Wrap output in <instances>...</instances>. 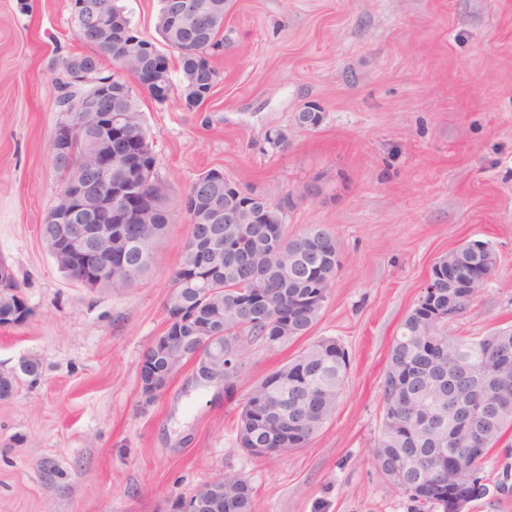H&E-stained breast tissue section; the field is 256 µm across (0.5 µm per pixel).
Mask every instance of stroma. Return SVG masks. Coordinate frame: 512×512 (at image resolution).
I'll return each instance as SVG.
<instances>
[{
    "instance_id": "1",
    "label": "stroma",
    "mask_w": 512,
    "mask_h": 512,
    "mask_svg": "<svg viewBox=\"0 0 512 512\" xmlns=\"http://www.w3.org/2000/svg\"><path fill=\"white\" fill-rule=\"evenodd\" d=\"M28 2L0 0V259L31 309L0 327V374L19 376L0 398V512H171L224 474L248 482L257 512H412L371 450L387 356L433 263L491 242L497 270L448 331L512 324V0H229L207 101L160 105L125 77L173 222L150 270L115 289L68 277L40 234L60 191L49 151L60 63L90 49L70 0ZM310 103L324 112L315 129L295 120ZM213 168L247 193H290L289 235L322 225L341 269L310 337L273 351L240 341L233 395L186 365L149 401L140 362L166 324L183 202ZM316 182L323 195L305 198ZM320 337L350 359L333 417L290 454L239 448L247 393ZM28 360L37 376L21 374ZM481 477L465 512H512V430Z\"/></svg>"
}]
</instances>
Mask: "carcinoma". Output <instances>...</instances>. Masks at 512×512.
Wrapping results in <instances>:
<instances>
[{
    "label": "carcinoma",
    "mask_w": 512,
    "mask_h": 512,
    "mask_svg": "<svg viewBox=\"0 0 512 512\" xmlns=\"http://www.w3.org/2000/svg\"><path fill=\"white\" fill-rule=\"evenodd\" d=\"M224 29V20L208 25L201 34L194 38L185 37L183 42L172 45L178 52L180 72L192 67L203 70L202 79L214 86L217 72L211 66L209 55L211 49L220 45L219 35ZM84 44L94 50V54L85 55L82 60L92 69H99V57L104 55L111 59L117 56L112 47H106L88 33H76ZM206 178L201 175L194 182L186 195L183 210L186 215L189 232L201 231L205 226L197 223L192 211L193 199L206 190ZM139 187L144 193L167 198V188L156 173L148 171ZM168 225L157 224L148 220L142 224H127V235L132 239L146 237L149 240V256L146 261L132 266L126 272L112 275V287L129 288L151 267L157 242L166 233ZM238 225L222 224L210 228L214 250L223 254V272L218 276L207 277L198 272V258L191 248V238H186L180 266L173 273L170 293H177L185 307L193 310L199 320L209 324V329L195 328L188 324L183 327L182 335L198 337L187 341L169 351L159 359L157 367L163 373L174 374L193 357V349L209 355L215 348L225 351L238 348L242 337L262 343L274 350L307 336L320 319L323 309L321 304L297 311L295 329L283 339L276 334L277 319L271 309H254L245 311L243 299L254 290L271 298L276 304L291 308L298 300L310 294V289L322 285L332 287L340 270V261L336 252L340 245L336 238L319 224L310 226L299 236H290L283 224H262L256 229L259 238L244 240L247 260L240 262L230 259L224 250V242L237 236ZM275 240L281 252L274 254L263 248V241ZM486 253L491 260L480 258L469 263L456 260L459 249L448 252L440 258L445 266L448 261H456L457 276L462 281L482 280L497 266V254L490 242H485ZM319 254L312 274L300 272L291 267L300 253ZM30 314L23 301L8 293H0V324L18 325ZM498 345L505 361L498 366L497 375L506 382L512 394V326L500 327L484 336L461 338L448 333V323L428 325L421 319L420 311L410 310L394 337L389 352L386 370L381 386V400H387L395 377L402 371L410 370L416 377L409 389L417 395L414 404L393 413H383V428L373 450V455L387 453L400 459L399 449L410 444V437L419 439L422 455L444 463L447 472H452L453 465L460 461L464 464L475 459L484 461L492 448L496 447L505 433L512 429V408L502 411L497 430L489 436L480 456L468 451V445L448 438V423H443L440 432L426 434L414 427L417 411L426 409L431 412H448V393L437 389L435 378L442 372L456 373L455 383L458 395L464 396L469 389L470 375L483 371L486 353L490 346ZM223 358L215 356L212 362L213 375L220 380L224 390H234L242 374L243 363H238L234 372L224 369ZM348 359L344 347L334 338H318L309 343L298 355L271 373L256 385L245 398L239 419L255 410L259 400L268 406H280L283 418L288 421V431L295 433L291 437L279 434L271 437L263 434L255 440V448H280L290 453L305 448L314 439L324 424L332 416L342 394L348 370ZM456 481L449 480L448 492L428 489L422 493H408L398 482L391 483L396 490L408 496L415 503V512H424L436 505L448 512V497L453 494ZM248 487L247 481L235 476L224 475V494L236 501V512H255L253 493H241Z\"/></svg>",
    "instance_id": "carcinoma-1"
}]
</instances>
